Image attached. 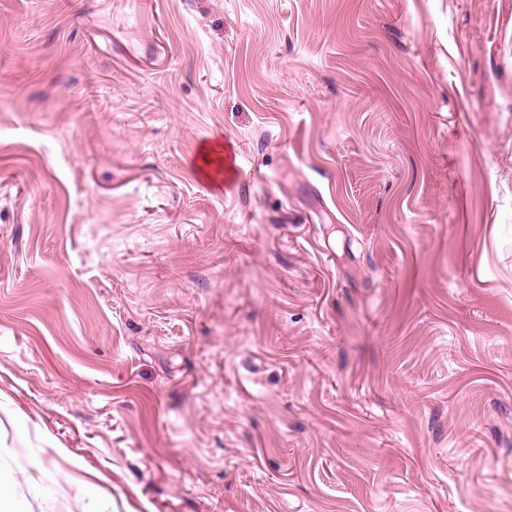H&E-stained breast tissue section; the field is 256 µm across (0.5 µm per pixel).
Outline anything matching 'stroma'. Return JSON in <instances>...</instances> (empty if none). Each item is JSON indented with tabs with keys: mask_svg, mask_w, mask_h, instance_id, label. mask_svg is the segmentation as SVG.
Wrapping results in <instances>:
<instances>
[{
	"mask_svg": "<svg viewBox=\"0 0 512 512\" xmlns=\"http://www.w3.org/2000/svg\"><path fill=\"white\" fill-rule=\"evenodd\" d=\"M1 485L512 512V0H0Z\"/></svg>",
	"mask_w": 512,
	"mask_h": 512,
	"instance_id": "35a3bbf8",
	"label": "stroma"
}]
</instances>
